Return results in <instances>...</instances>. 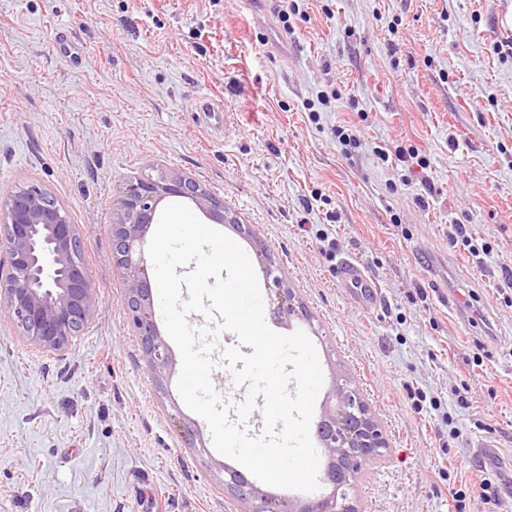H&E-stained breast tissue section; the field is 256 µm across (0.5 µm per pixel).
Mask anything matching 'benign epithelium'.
<instances>
[{"instance_id":"obj_1","label":"benign epithelium","mask_w":512,"mask_h":512,"mask_svg":"<svg viewBox=\"0 0 512 512\" xmlns=\"http://www.w3.org/2000/svg\"><path fill=\"white\" fill-rule=\"evenodd\" d=\"M168 197L192 203L214 224H236L224 203L203 185L179 171L158 178H134L112 200V257L124 270L126 310L151 366L162 373L171 366L167 343L152 319V286L144 272L146 235L159 204ZM0 253L10 269L0 277V301L11 315L17 336L46 351L68 346L91 321L96 297L83 260L79 225L48 189L28 185L0 197ZM265 277L272 281V315L276 320L311 322L294 289L285 286L279 266L267 260ZM320 440L325 459L323 483L329 493L297 502L282 511L271 496L247 488L236 470H225L224 486L248 502L251 512H356L350 489L365 467L382 460L388 448L383 428L369 404L349 379L338 377L321 417Z\"/></svg>"}]
</instances>
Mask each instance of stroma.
Returning <instances> with one entry per match:
<instances>
[{"label":"stroma","instance_id":"35a3bbf8","mask_svg":"<svg viewBox=\"0 0 512 512\" xmlns=\"http://www.w3.org/2000/svg\"><path fill=\"white\" fill-rule=\"evenodd\" d=\"M59 28L81 63L54 51ZM206 100L227 128L199 122ZM411 147L426 166L397 161ZM162 170L252 227L220 230L255 259L264 243L312 316L267 325L308 331L325 383L345 373L380 421L358 512H481L472 436L512 453V0H0V196L37 183L64 203L97 298L59 351L0 305V512L249 510L179 396V350L157 377L126 315L112 199ZM457 224L489 256L454 245ZM343 257L376 311L337 288ZM336 278L338 288L342 289L349 302L365 312H371L379 307V290L366 269L348 259H342L337 265Z\"/></svg>","mask_w":512,"mask_h":512}]
</instances>
